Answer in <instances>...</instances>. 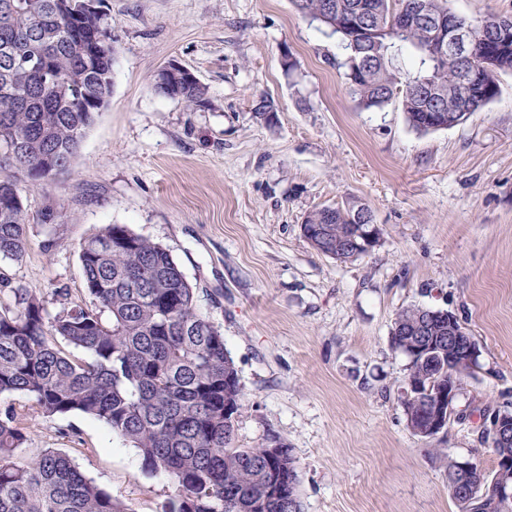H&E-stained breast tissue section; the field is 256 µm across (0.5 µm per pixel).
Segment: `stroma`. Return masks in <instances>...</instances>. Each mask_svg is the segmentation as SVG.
Returning <instances> with one entry per match:
<instances>
[{
    "label": "stroma",
    "instance_id": "obj_1",
    "mask_svg": "<svg viewBox=\"0 0 512 512\" xmlns=\"http://www.w3.org/2000/svg\"><path fill=\"white\" fill-rule=\"evenodd\" d=\"M104 11L112 96L69 172L20 181L27 252L0 273L60 310L86 297L79 242L128 225L172 251L221 328L244 391L236 443L271 430L288 443L304 512H456L437 449L470 457L485 408L512 410V72L467 121L421 134L399 103L357 106L339 39L291 0H104ZM172 60L207 87L206 106L155 94ZM262 98L272 112L255 111ZM349 200L371 208L383 239L340 262L301 224ZM408 306L453 312L481 351L460 420L432 440L407 428L399 400L407 359L389 336ZM26 448L66 451L132 512L174 494L80 414L33 418Z\"/></svg>",
    "mask_w": 512,
    "mask_h": 512
}]
</instances>
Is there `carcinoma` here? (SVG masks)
Listing matches in <instances>:
<instances>
[{
	"label": "carcinoma",
	"mask_w": 512,
	"mask_h": 512,
	"mask_svg": "<svg viewBox=\"0 0 512 512\" xmlns=\"http://www.w3.org/2000/svg\"><path fill=\"white\" fill-rule=\"evenodd\" d=\"M295 9L330 29L345 51L349 93L365 108L400 102L409 125L429 132L427 113L451 112L461 70L487 54L496 68L469 97L478 112L496 94L498 75L512 71V38L500 46L494 15L473 20L448 8V0H291ZM74 0H0V260L26 253L27 210L18 179L33 184L69 171L97 115V101L112 95L115 63L105 16H74ZM445 22H467L474 31L471 58H427L433 31L424 22L399 26L397 11ZM374 31L366 44L347 37V24ZM154 91L190 107L207 101L199 80L165 77ZM352 212L336 210L328 225L333 242L315 227L324 209L301 225L313 249L340 261L336 236ZM88 300L53 313L44 294L12 289L14 304L0 303V396L22 403L0 410V512H131L86 478L71 457L45 449L22 457L34 416L53 419L80 413L107 425L135 448L148 472H164L176 494L162 512H301L293 449L270 432L255 448L235 444L244 393L221 330L197 307L196 288L169 248L108 224L78 245ZM423 307L399 310L390 345L407 358L403 380L415 386L464 381L467 357L448 349V319L422 329ZM406 421L424 420L428 396L402 395ZM480 442L495 458L512 457V442L482 430ZM280 459L270 462V449ZM474 451L468 495L450 494L457 512H512L499 498L495 472L480 467ZM279 485L288 496L267 494Z\"/></svg>",
	"instance_id": "carcinoma-1"
}]
</instances>
